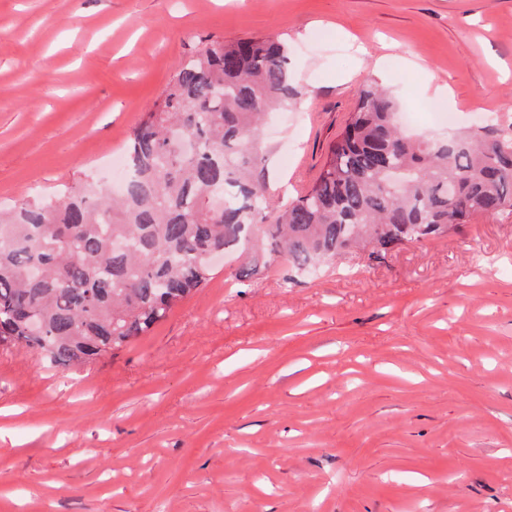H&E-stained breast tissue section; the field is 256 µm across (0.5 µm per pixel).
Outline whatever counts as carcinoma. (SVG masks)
<instances>
[{"label":"carcinoma","instance_id":"obj_1","mask_svg":"<svg viewBox=\"0 0 512 512\" xmlns=\"http://www.w3.org/2000/svg\"><path fill=\"white\" fill-rule=\"evenodd\" d=\"M288 60L276 36L207 42L133 131L119 196L75 190L0 208V347L74 369L196 294L218 269L212 252L239 262L243 285L279 258L308 274L355 248L385 252L478 213H512V123L411 136L376 84L360 90L312 186L270 207L256 149L265 117L299 95ZM174 128L194 154L175 150Z\"/></svg>","mask_w":512,"mask_h":512}]
</instances>
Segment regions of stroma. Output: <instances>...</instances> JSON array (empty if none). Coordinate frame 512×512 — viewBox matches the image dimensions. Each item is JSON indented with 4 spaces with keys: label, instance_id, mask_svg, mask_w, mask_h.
<instances>
[{
    "label": "stroma",
    "instance_id": "1",
    "mask_svg": "<svg viewBox=\"0 0 512 512\" xmlns=\"http://www.w3.org/2000/svg\"><path fill=\"white\" fill-rule=\"evenodd\" d=\"M264 35L299 90L262 136L271 203L368 80L425 137L512 123V0H0V205L105 187L189 55ZM287 272L228 263L74 371L1 347L0 512H512V214Z\"/></svg>",
    "mask_w": 512,
    "mask_h": 512
}]
</instances>
